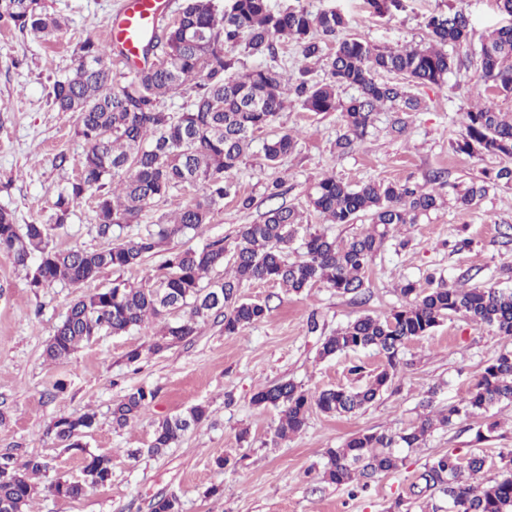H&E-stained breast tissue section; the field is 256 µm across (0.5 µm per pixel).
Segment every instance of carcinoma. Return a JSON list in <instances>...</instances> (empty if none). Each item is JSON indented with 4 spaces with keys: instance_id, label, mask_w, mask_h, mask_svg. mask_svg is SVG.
I'll return each mask as SVG.
<instances>
[{
    "instance_id": "carcinoma-1",
    "label": "carcinoma",
    "mask_w": 512,
    "mask_h": 512,
    "mask_svg": "<svg viewBox=\"0 0 512 512\" xmlns=\"http://www.w3.org/2000/svg\"><path fill=\"white\" fill-rule=\"evenodd\" d=\"M377 16L393 15L401 0H365ZM0 25L48 36L63 29L60 19L46 11L44 0H0ZM346 26L335 8L314 14L289 5L274 10L269 0H185L176 18L157 30L145 45L146 62L119 86L113 85L108 45L91 39L80 46L68 73L55 80L50 105L59 112L77 114L76 135L87 145L77 178L57 191L55 213L49 223H15L0 208V252L27 271L29 287L38 290L65 280L79 286L102 271H124L141 265L163 243L185 236L203 224L224 198L238 196L235 175L249 153L255 134L271 126L296 101L309 112H338L343 132L336 150L345 153L368 134L373 115L388 104L396 113L398 130L406 126L401 114L417 112L421 100L414 85L442 86L448 74L465 65L464 57L448 48L471 47L469 18L451 8L429 18L428 42L413 48L381 49L367 39L339 37ZM296 44L303 66L296 81L272 67L256 66L242 74L236 51L249 56H275L282 41ZM313 61L325 62L330 80L309 78ZM479 78L490 96L512 95V24L489 33L479 50ZM385 74L404 82L382 79ZM196 90L181 112L163 108L166 98ZM356 95L345 102L340 90ZM459 131L452 148L468 156L512 159V112H501L492 102L462 105ZM296 146L284 133L263 144L266 166L275 169ZM512 183L507 164L475 179L457 194L456 203L468 209L500 184ZM186 186H199L202 195L191 203H177L170 218L160 220L146 234L119 238L94 251H58L51 246V230L66 223L72 209L88 194L95 197L98 234L112 236L114 228L134 224L154 202L168 199ZM440 195L406 183L366 182L351 187L334 176L320 179L310 205L331 224H353L364 218L372 229L338 243L319 231L302 238V253L288 259V247L303 224L295 206L271 207L264 220L246 224L231 244L218 239L198 248L172 254L139 285L116 281L112 287L79 297L68 309L46 345V359L62 361L103 331L125 334L150 319H164L172 310L186 316L165 323L152 349L159 352L194 336L210 313L224 316V334L235 335L263 320L267 301L246 300L240 289L250 282L279 285L301 293L322 283L336 293L363 300L366 272L374 256L405 224H416L438 206ZM225 268L224 278L206 280ZM440 283L421 288L414 281L400 284L407 303L379 317L363 315L324 337L319 355L373 349L384 358L379 370L358 388L328 387L310 391L293 380L259 389L257 406L280 410L274 440L286 441L306 426L316 408L326 415L354 414L375 403L397 375L399 351L422 339L441 322L461 315L512 338V289ZM155 393L144 387L127 392L112 407V423L123 428L140 413ZM512 403V351L494 358L459 402L445 413L429 410L433 397L421 402L426 413L398 431L359 432L342 447L327 451L323 480L350 490L365 488L364 479L400 470V448H418L438 427L501 403ZM208 418V407L196 405L186 413L165 417L154 428L150 450L160 454L175 445L191 427ZM96 423V414H62L54 425L55 438L67 452L82 456V478H58L44 487L35 478L45 464L31 459L20 467L0 463V512H35L45 490L77 499L86 490L103 487L112 479V457L86 448L82 436ZM500 478L478 481L487 458H461L448 451L426 462L413 484L415 495L426 498V508L437 512L434 499L448 497V512H512V451Z\"/></svg>"
}]
</instances>
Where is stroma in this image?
I'll use <instances>...</instances> for the list:
<instances>
[{
  "label": "stroma",
  "mask_w": 512,
  "mask_h": 512,
  "mask_svg": "<svg viewBox=\"0 0 512 512\" xmlns=\"http://www.w3.org/2000/svg\"><path fill=\"white\" fill-rule=\"evenodd\" d=\"M121 3L46 0L49 12L61 18L64 27L61 33L41 38L0 26V208L12 211L17 224L49 220L55 189L79 173L87 146L75 133V115L51 109L48 93L54 80L73 66L83 41L106 40L109 19ZM270 3L277 9L298 3L314 13L337 8L347 20L344 36H361L382 48L425 43L431 15L462 9L470 20L472 44L465 66L450 77L459 86L457 101L490 100L497 109L512 111L511 96L488 98L478 78L482 38L512 23L495 0H403L401 11L384 18L371 14L364 0ZM415 93L424 108L408 115L403 132L393 128L394 113H375L369 136L344 155L335 149L342 131L339 113L317 114L297 103L289 105L253 143L236 175L239 196L251 197V207L242 208L238 197L226 198L209 224L162 248L167 254L217 238L233 242L242 225L262 222L270 207L267 185L277 175L283 180L281 202L303 209L305 224L346 240L367 222L324 223L309 205V195L323 174L353 186L369 180L410 182L430 191L435 187L433 171L447 170L446 204L404 227L406 248L390 241L377 253L367 273L364 302L321 284L296 295L270 283L252 282L243 288V296L268 301L270 312L238 334L225 335L221 316L214 315L199 323L195 336L156 353L152 346L159 327L151 324L121 336L102 334L68 359L49 362L44 349L78 296L111 287L117 279L140 284L159 259L146 258L140 266L119 273L103 271L79 286L58 281L35 291L12 258L0 252V458L16 463L40 459L47 465L40 476L45 484L81 478L80 456L63 450L52 427L61 414L87 410L97 414L85 438L89 450L112 457L108 485L89 489L78 499L43 494L37 512H152L157 499L170 495L178 498L181 512H389L397 502L401 512H423L425 500L414 495L412 485L429 459L448 451L463 458L483 454L488 463L482 481L500 477L499 455L512 450V405L507 403L435 430L421 447L406 451L399 471L375 476L358 493L322 479L327 449L360 431L412 425L428 389L436 391L433 410L447 408L465 395L500 352L512 350V338L461 316L444 320L429 336L406 344L399 353L394 384L356 414L313 411L300 434L277 442L273 433L278 410L252 402L259 388L283 379L312 391L360 385L350 367L371 372L380 365V356L358 350L323 359L318 355L320 341L359 316L387 315L401 303L400 281L422 283L431 276L453 284L468 270L474 273L475 284L512 288V243L501 237L505 225H512V185L490 190L476 206L459 208L455 188L466 187L493 161L452 149L457 102H449L447 86H421ZM285 132L297 133V146L274 171L265 165L262 142ZM61 154L68 161L59 168L55 160ZM51 238L60 250L93 251L108 244L97 232L88 199L52 230ZM461 238L469 244L460 250L454 243ZM311 319L317 321V330H309ZM134 349L141 358L131 363L127 354ZM138 386L154 390V400L129 427L114 428L113 402ZM198 404L208 406V419L173 448L148 455L156 423ZM494 420L501 426L493 438L476 441L478 426ZM244 430L250 441L242 445L238 434ZM220 456L230 457V464L217 467Z\"/></svg>",
  "instance_id": "1"
}]
</instances>
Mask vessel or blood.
I'll use <instances>...</instances> for the list:
<instances>
[{
  "label": "vessel or blood",
  "mask_w": 512,
  "mask_h": 512,
  "mask_svg": "<svg viewBox=\"0 0 512 512\" xmlns=\"http://www.w3.org/2000/svg\"><path fill=\"white\" fill-rule=\"evenodd\" d=\"M168 10V0H124L109 32L110 46L119 49L126 64L138 63L145 35Z\"/></svg>",
  "instance_id": "b4317fda"
}]
</instances>
